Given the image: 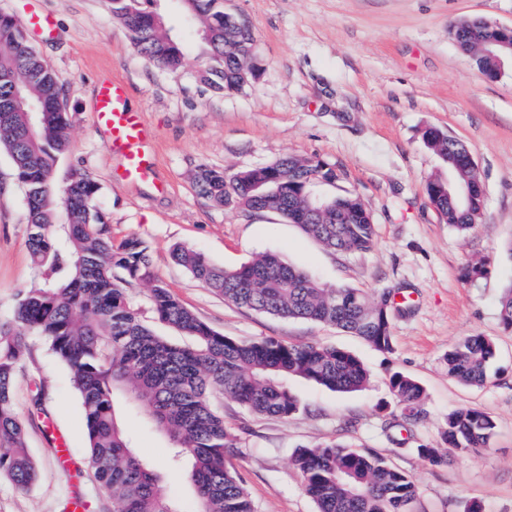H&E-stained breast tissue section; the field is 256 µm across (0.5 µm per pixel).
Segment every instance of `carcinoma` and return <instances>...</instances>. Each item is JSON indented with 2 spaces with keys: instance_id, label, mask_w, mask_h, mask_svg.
<instances>
[{
  "instance_id": "1",
  "label": "carcinoma",
  "mask_w": 512,
  "mask_h": 512,
  "mask_svg": "<svg viewBox=\"0 0 512 512\" xmlns=\"http://www.w3.org/2000/svg\"><path fill=\"white\" fill-rule=\"evenodd\" d=\"M140 0H109L112 16L129 32L135 50L149 63L181 68L183 45L165 28L163 16ZM204 44L199 79L210 88L240 92L248 83L233 80L246 64L252 28L224 15V0H177ZM455 42L475 55L480 34L452 32ZM34 103L43 120L30 127ZM69 114L54 73L30 47L23 25L0 15V152L11 160L28 207V246L41 286L25 293L12 318L0 320V477L26 490L36 481L26 425L13 405V386L27 337L45 338L68 366L77 391L89 442V463L112 512H184L170 497L154 467L136 451L119 420L118 398L142 409L171 442L169 466L193 487L196 512H256L238 473L225 456L239 437L214 405L229 397L254 414L288 419L299 411L286 379L300 377L338 391H355L369 380L362 362L347 350L285 343L274 337L238 340L226 336L185 307L157 278L148 248L137 236L112 242V225L98 211V186L90 174L71 170L55 182L58 159L71 146ZM453 173L454 182L474 188L471 203L429 194L446 223L466 231L479 222L484 198L477 166L459 141L424 133ZM336 170L309 158L287 156L237 171L199 167L193 176L200 197L228 210L271 211L296 224L326 249L343 255L369 251L375 242L372 216L352 193L325 197L327 209L311 213L307 203L318 184H333ZM173 257L204 286L240 308L268 315L328 324L393 349L388 307L348 286L326 288L304 269L276 254L261 255L238 268L212 264L184 246ZM149 281V301L159 321L195 340L178 346L153 334L141 321L130 289ZM500 321L512 330V288L500 303ZM496 355L485 336H466L448 350V376L466 385H484ZM389 388L400 417L421 419L423 386L395 371ZM496 423L486 412L464 408L448 414L441 438L464 453L486 448ZM414 451L431 465L447 462L440 449L420 443ZM292 464L318 512H414L418 488L411 476L383 458L336 442L297 449Z\"/></svg>"
}]
</instances>
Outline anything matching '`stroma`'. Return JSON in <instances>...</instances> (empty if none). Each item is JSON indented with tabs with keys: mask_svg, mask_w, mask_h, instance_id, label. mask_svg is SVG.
Returning <instances> with one entry per match:
<instances>
[{
	"mask_svg": "<svg viewBox=\"0 0 512 512\" xmlns=\"http://www.w3.org/2000/svg\"><path fill=\"white\" fill-rule=\"evenodd\" d=\"M164 15L187 46L184 66L171 72L148 64L107 0H0V13L25 20L30 11L52 14L50 35L29 44L52 68L71 120L72 151L56 166L57 182L73 168L97 183L98 208L113 241L135 235L149 248L152 270L201 320L224 335L274 337L293 344L335 346L358 356L368 385L341 393L299 377L288 380L300 409L289 419L259 416L233 400L224 419L241 438L225 462L242 477L257 512H317L291 463L297 448L340 442L385 457L419 488L417 512H512V331L499 317L512 286V72L487 80L474 58L456 46L450 25L485 18L512 26V0H224V9L251 26L261 72L251 86L221 94L196 78L200 39L183 24L177 0H142ZM109 75L128 86L130 107L144 114L156 146V173L165 184L116 177L120 160L104 145L93 118L95 88ZM434 127L470 149L484 187L478 224L461 232L431 203L426 184L448 176L423 140ZM285 156L335 168V184L321 194H357L372 214L371 250L342 255L323 248L272 212L227 211L201 198L192 176L202 165L226 171L263 166ZM28 208L0 153V319L40 284L28 247ZM183 245L213 264L236 268L273 253L329 286L358 288L373 297L389 292L393 352H382L334 326L237 307L177 265ZM484 276L465 279L468 267ZM481 335L496 345L482 386L449 377L445 357L462 338ZM403 372L421 383L423 418L413 432L396 427L399 407L388 379ZM14 405L27 428L37 467L30 490L0 478V512H112L88 465V438L79 398L66 366L38 337L28 339L14 385ZM474 407L496 423L488 450L449 454L443 466L414 447H441L449 414ZM138 452L164 477L170 496L189 512L192 487L168 466L169 440L141 415L121 409ZM66 446L57 455L51 440Z\"/></svg>",
	"mask_w": 512,
	"mask_h": 512,
	"instance_id": "stroma-1",
	"label": "stroma"
}]
</instances>
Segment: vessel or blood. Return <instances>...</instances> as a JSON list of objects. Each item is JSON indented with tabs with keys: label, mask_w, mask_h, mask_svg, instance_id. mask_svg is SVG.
I'll return each instance as SVG.
<instances>
[{
	"label": "vessel or blood",
	"mask_w": 512,
	"mask_h": 512,
	"mask_svg": "<svg viewBox=\"0 0 512 512\" xmlns=\"http://www.w3.org/2000/svg\"><path fill=\"white\" fill-rule=\"evenodd\" d=\"M93 112L105 135V147L120 157V179L145 181L155 176V154L149 130L142 113L127 104V88L116 79L99 81Z\"/></svg>",
	"instance_id": "obj_1"
}]
</instances>
